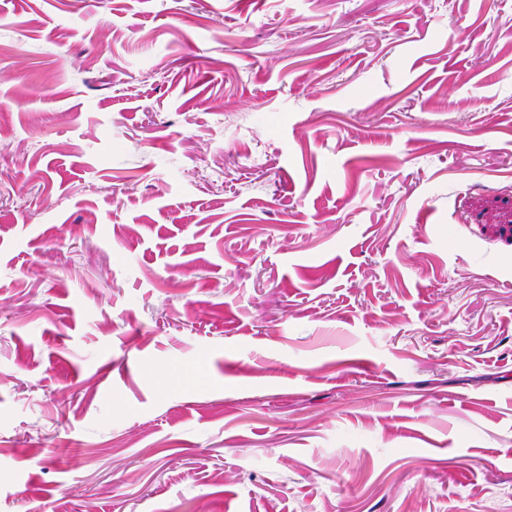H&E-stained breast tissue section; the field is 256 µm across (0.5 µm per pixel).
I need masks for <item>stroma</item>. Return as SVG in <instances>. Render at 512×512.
I'll use <instances>...</instances> for the list:
<instances>
[{
  "label": "stroma",
  "instance_id": "stroma-1",
  "mask_svg": "<svg viewBox=\"0 0 512 512\" xmlns=\"http://www.w3.org/2000/svg\"><path fill=\"white\" fill-rule=\"evenodd\" d=\"M0 512H512V0H0Z\"/></svg>",
  "mask_w": 512,
  "mask_h": 512
}]
</instances>
